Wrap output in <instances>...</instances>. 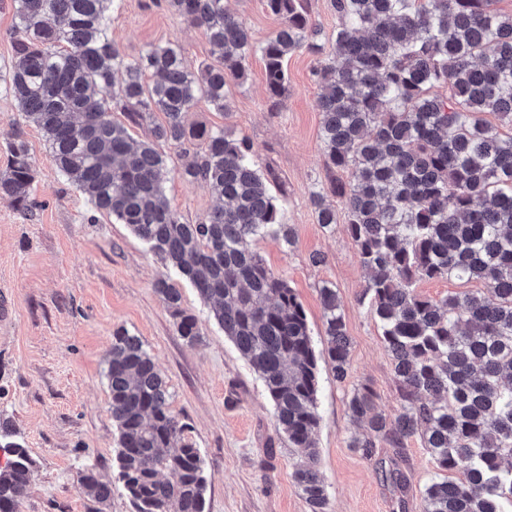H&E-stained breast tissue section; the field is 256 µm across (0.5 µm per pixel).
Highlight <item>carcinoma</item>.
Listing matches in <instances>:
<instances>
[{
  "mask_svg": "<svg viewBox=\"0 0 512 512\" xmlns=\"http://www.w3.org/2000/svg\"><path fill=\"white\" fill-rule=\"evenodd\" d=\"M164 2L206 31L219 65L192 71L172 42L127 58L109 32L112 0H14L6 83L24 120L43 132L62 176L209 306L265 386L310 512H328L314 439L317 374L321 358L337 382L349 375L341 300L318 288V353L294 289L254 248L265 236L294 243L286 196L271 193L274 176L247 138L187 122L201 99L228 110L255 53L276 104L288 96V56L313 54L330 195L341 209L322 192L311 203L325 229L344 213L369 272L360 301L380 323L398 384L392 413L369 387L352 392L348 412L365 432L350 447L368 458L385 443L401 456L418 435L440 475L426 485L421 512H500L512 498V134L482 115L512 126V14L494 0H332L341 23L323 40L305 0H263L280 27L258 43L229 0ZM114 107L126 121L112 119ZM131 126L146 128L144 138ZM197 144L181 177L208 185L218 204L189 224L166 194L164 148ZM9 154L0 197L26 210L34 171L22 134ZM452 276L481 287L441 299L417 291L422 280ZM156 291L179 335L198 342V317L182 308L180 289L161 281ZM106 364L116 466L133 512H206L205 462L154 358L118 328ZM11 435L0 419V449L12 456L0 469V512H18L31 482L32 461ZM79 490L98 503L112 495L92 465Z\"/></svg>",
  "mask_w": 512,
  "mask_h": 512,
  "instance_id": "carcinoma-1",
  "label": "carcinoma"
}]
</instances>
